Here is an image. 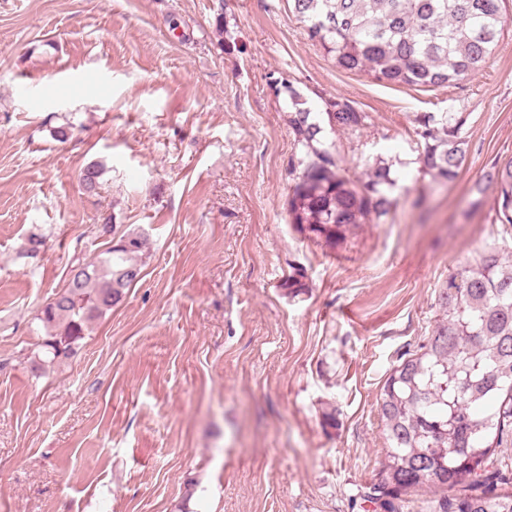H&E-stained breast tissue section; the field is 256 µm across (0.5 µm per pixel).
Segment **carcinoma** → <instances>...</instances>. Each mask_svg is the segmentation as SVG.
Listing matches in <instances>:
<instances>
[{
  "label": "carcinoma",
  "instance_id": "carcinoma-1",
  "mask_svg": "<svg viewBox=\"0 0 512 512\" xmlns=\"http://www.w3.org/2000/svg\"><path fill=\"white\" fill-rule=\"evenodd\" d=\"M307 38L343 71L379 83L447 87L479 72L512 20L508 0H289ZM288 122L306 159L288 195L290 223L334 249L370 216L386 215L396 185L384 161L359 184L338 165L311 112L298 107ZM329 124L363 125L366 115L333 103ZM466 116L426 114L417 135L422 173L439 182L458 176ZM103 168L84 167V190L100 188ZM492 223L512 226V158L491 173ZM95 232L107 241L95 259L71 266L64 285L37 313L44 335L43 367L71 357L96 320L120 304L142 278L151 255L145 233L106 216ZM442 319L418 350L395 365L380 389L378 412L390 448L363 499L383 512H403L411 494L448 490L473 477V490L441 497L434 512H512L508 471L489 469L495 448L512 430V259L497 244L453 275L438 297Z\"/></svg>",
  "mask_w": 512,
  "mask_h": 512
}]
</instances>
